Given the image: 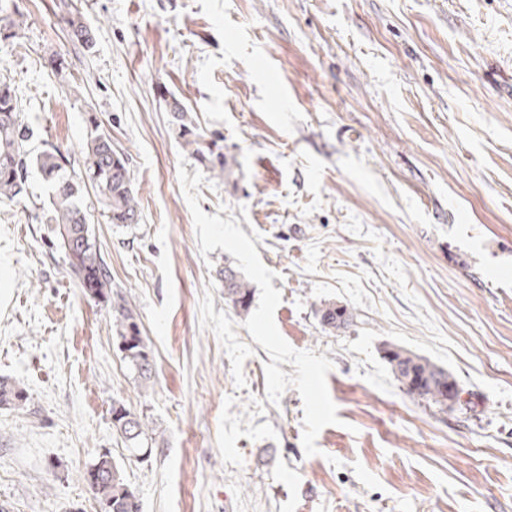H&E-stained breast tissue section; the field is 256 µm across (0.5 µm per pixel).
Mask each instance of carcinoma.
<instances>
[{
    "mask_svg": "<svg viewBox=\"0 0 512 512\" xmlns=\"http://www.w3.org/2000/svg\"><path fill=\"white\" fill-rule=\"evenodd\" d=\"M72 40L88 47L93 43L92 29L81 12L69 8L63 17ZM24 13L16 0H0V41L18 38ZM32 136L22 120L21 106L11 81L0 80V206L17 203L26 193L31 169H36L50 187L47 221L57 226L65 253H73L72 273L85 295L109 305L112 328L118 347L140 384L149 386L154 379L153 359L142 336L135 310L126 297L112 293V275L101 256L82 202L81 184L90 183L105 216L113 224H137L141 220L140 201L133 189L128 163L112 146L110 133L94 126L81 150L80 173L67 170L69 160L56 146L40 151L31 147ZM224 283V300L240 313L249 311L252 288L232 265L219 271ZM321 324L328 331L347 326L353 314L343 305L325 302L319 309ZM383 358L399 387L429 405L448 406L459 400V389L447 369L397 344L383 348ZM27 397L23 388L7 377H0V408H20ZM112 428L127 444L131 456L152 452L149 426L124 404H112ZM96 479L89 487L104 506V512H140L139 499L125 481L111 454L102 453L85 475Z\"/></svg>",
    "mask_w": 512,
    "mask_h": 512,
    "instance_id": "cac0c4a2",
    "label": "carcinoma"
}]
</instances>
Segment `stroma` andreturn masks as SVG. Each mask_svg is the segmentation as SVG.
<instances>
[{
	"label": "stroma",
	"mask_w": 512,
	"mask_h": 512,
	"mask_svg": "<svg viewBox=\"0 0 512 512\" xmlns=\"http://www.w3.org/2000/svg\"><path fill=\"white\" fill-rule=\"evenodd\" d=\"M61 2L19 0L0 77L33 147L73 156L97 124L127 158L140 223L83 193L155 383L30 175L0 207V376L27 395L0 409V503L102 512L82 475L107 451L141 512H512V0H74L87 48ZM327 301L352 322L324 330ZM387 344L459 401L406 395ZM116 401L155 429L148 460ZM62 19L69 28V33L73 42L85 47H90V45H92V29L85 23L81 12L76 7H72L71 5L67 15ZM224 283V300L239 313H247L252 301V288L249 281L231 264L219 271ZM383 353L391 374L408 395L440 408L459 400L458 385L447 369L397 344L387 345ZM127 417H131V424L126 421ZM112 428L126 442L131 456L137 458L148 452L151 454L153 441L156 442V438L153 437L156 435L153 433L154 429L151 428V434H149V426L145 419L131 412L123 403L112 404Z\"/></svg>",
	"instance_id": "obj_1"
}]
</instances>
